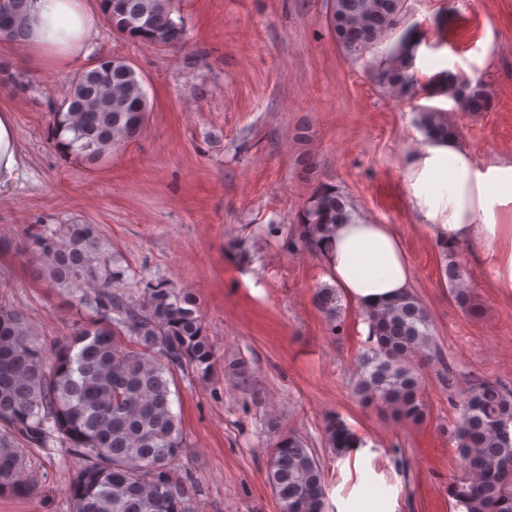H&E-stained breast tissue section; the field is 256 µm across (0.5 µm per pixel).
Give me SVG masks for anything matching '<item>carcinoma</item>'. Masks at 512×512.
Here are the masks:
<instances>
[{
	"instance_id": "obj_1",
	"label": "carcinoma",
	"mask_w": 512,
	"mask_h": 512,
	"mask_svg": "<svg viewBox=\"0 0 512 512\" xmlns=\"http://www.w3.org/2000/svg\"><path fill=\"white\" fill-rule=\"evenodd\" d=\"M110 28L135 41L179 49L186 41L172 0H103ZM26 0H0V36L23 42ZM407 0H330L329 29L345 55L360 58L402 29ZM414 52L395 39L372 65L375 83L395 100L413 98L418 82ZM446 95L465 112H484L490 94L480 80L451 79L430 91ZM149 112L143 79L122 57L83 69L53 112V139L65 151L94 165L137 137ZM424 139L455 135L447 113L418 111ZM69 131L72 138L61 139ZM352 209L346 196L322 186L299 214L289 235L292 251H319ZM34 274L67 291L94 313L72 328L51 353L33 340L26 319L0 301V493L27 496L26 449L58 444L80 462L68 488L73 512H200L190 479L176 460L184 447L171 401L173 372L198 383L224 379L245 385L252 370L243 359L224 363L208 336L194 295L166 281H145L127 291L122 271L104 258V243L92 224H68L62 234L29 236ZM444 274L457 303L472 307L457 251L445 253ZM317 307L331 318L340 310L336 289H316ZM369 347L355 385L362 400L394 417L419 423L427 411L415 372L418 361L442 366L448 386L454 374L430 332L428 312L409 292L363 311ZM454 440L462 475L450 494L459 512H512V385L476 377L459 404ZM270 436L267 480L279 512H326L323 465L299 434L267 420ZM357 440L340 418L326 419L324 446L344 455Z\"/></svg>"
}]
</instances>
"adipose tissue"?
Returning a JSON list of instances; mask_svg holds the SVG:
<instances>
[{
    "label": "adipose tissue",
    "instance_id": "ef3b65f1",
    "mask_svg": "<svg viewBox=\"0 0 512 512\" xmlns=\"http://www.w3.org/2000/svg\"><path fill=\"white\" fill-rule=\"evenodd\" d=\"M102 12L86 0H27L29 58L66 64L85 55ZM408 202L434 242L466 244L490 261L491 282L512 294V160L475 163L455 139L422 142L404 168ZM327 278L359 308H374L412 283L408 255L393 225L360 217L337 225L321 254Z\"/></svg>",
    "mask_w": 512,
    "mask_h": 512
}]
</instances>
